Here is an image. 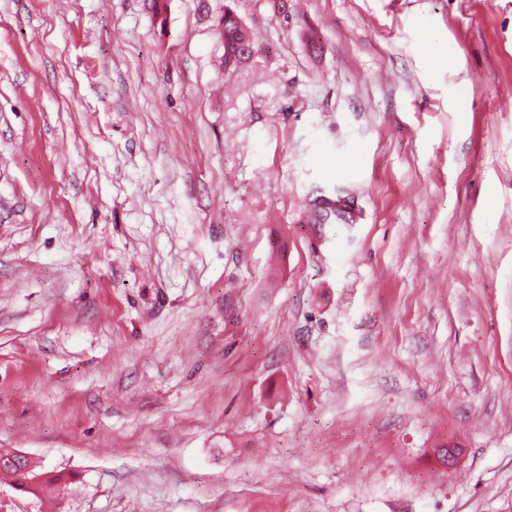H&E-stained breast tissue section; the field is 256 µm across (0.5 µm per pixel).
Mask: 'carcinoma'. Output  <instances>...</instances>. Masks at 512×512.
Listing matches in <instances>:
<instances>
[{"mask_svg": "<svg viewBox=\"0 0 512 512\" xmlns=\"http://www.w3.org/2000/svg\"><path fill=\"white\" fill-rule=\"evenodd\" d=\"M217 29L224 49V59L236 67L245 63L248 57L244 51L256 44L257 36L241 23V18L231 4H224ZM0 475L10 479V488L14 492L35 499L47 485L54 486L57 493L62 495L68 494L72 485L71 475L34 465L21 452L7 448H0Z\"/></svg>", "mask_w": 512, "mask_h": 512, "instance_id": "obj_1", "label": "carcinoma"}]
</instances>
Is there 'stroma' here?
<instances>
[{"mask_svg": "<svg viewBox=\"0 0 512 512\" xmlns=\"http://www.w3.org/2000/svg\"><path fill=\"white\" fill-rule=\"evenodd\" d=\"M223 3L0 0V448L50 512H512V0H235L230 71ZM217 29L224 49V59L233 63L235 68L244 64L249 56H245L243 52L249 51L251 44L255 49L257 36L241 23V18L230 3H224V10L217 21ZM5 477L10 479L9 486L14 492L31 496L37 501L43 486L52 485L58 495H66L72 485L70 474L46 470L42 466L33 465L19 451L0 448V479Z\"/></svg>", "mask_w": 512, "mask_h": 512, "instance_id": "stroma-1", "label": "stroma"}]
</instances>
